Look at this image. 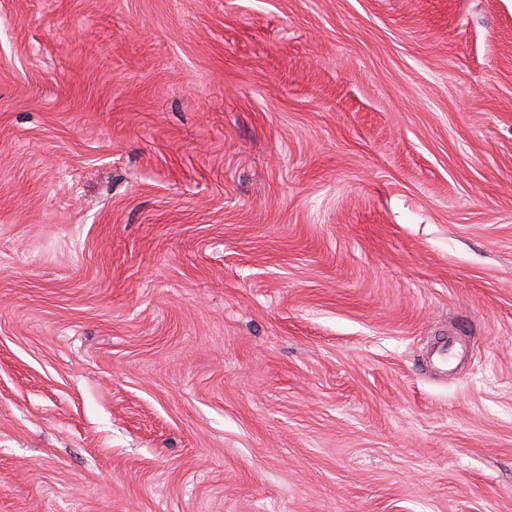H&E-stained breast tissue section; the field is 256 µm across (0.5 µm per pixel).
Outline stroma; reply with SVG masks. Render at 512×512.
I'll use <instances>...</instances> for the list:
<instances>
[{
	"mask_svg": "<svg viewBox=\"0 0 512 512\" xmlns=\"http://www.w3.org/2000/svg\"><path fill=\"white\" fill-rule=\"evenodd\" d=\"M0 512H512V0H0Z\"/></svg>",
	"mask_w": 512,
	"mask_h": 512,
	"instance_id": "35a3bbf8",
	"label": "stroma"
}]
</instances>
